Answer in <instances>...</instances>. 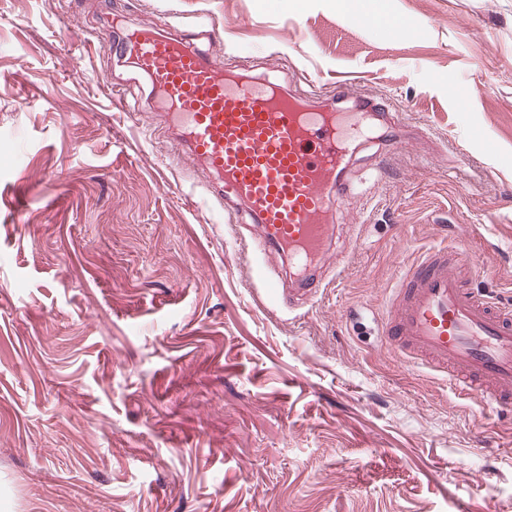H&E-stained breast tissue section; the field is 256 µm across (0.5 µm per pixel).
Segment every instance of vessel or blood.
<instances>
[{
  "label": "vessel or blood",
  "mask_w": 512,
  "mask_h": 512,
  "mask_svg": "<svg viewBox=\"0 0 512 512\" xmlns=\"http://www.w3.org/2000/svg\"><path fill=\"white\" fill-rule=\"evenodd\" d=\"M133 52L167 107L162 121L177 150L232 188L259 246L287 253L298 293L315 297L321 280L310 266L329 249L332 199L350 189L348 147L364 132L362 112L339 110L346 88L312 112L273 83L226 80L222 60L180 36L139 32ZM479 272L460 247L426 251L392 289L382 336L401 363L511 408L512 306L471 288Z\"/></svg>",
  "instance_id": "b4317fda"
}]
</instances>
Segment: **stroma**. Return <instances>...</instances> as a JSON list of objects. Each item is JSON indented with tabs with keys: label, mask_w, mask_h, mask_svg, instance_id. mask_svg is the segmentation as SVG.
Masks as SVG:
<instances>
[{
	"label": "stroma",
	"mask_w": 512,
	"mask_h": 512,
	"mask_svg": "<svg viewBox=\"0 0 512 512\" xmlns=\"http://www.w3.org/2000/svg\"><path fill=\"white\" fill-rule=\"evenodd\" d=\"M378 8L413 36L334 0H0V512H512V409L376 334L457 240L512 304V0ZM202 22L228 78L381 103L314 300L262 291L287 256L225 223L125 56Z\"/></svg>",
	"instance_id": "obj_1"
}]
</instances>
